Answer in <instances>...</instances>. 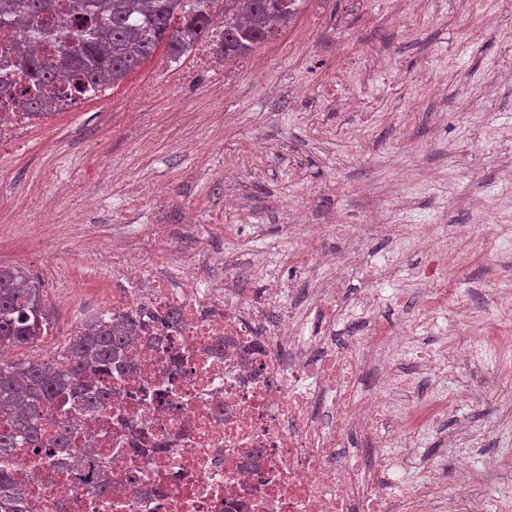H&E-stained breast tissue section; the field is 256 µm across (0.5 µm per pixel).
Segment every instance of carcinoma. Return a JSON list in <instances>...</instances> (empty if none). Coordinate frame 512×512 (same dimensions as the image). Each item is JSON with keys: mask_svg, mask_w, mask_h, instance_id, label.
I'll return each instance as SVG.
<instances>
[{"mask_svg": "<svg viewBox=\"0 0 512 512\" xmlns=\"http://www.w3.org/2000/svg\"><path fill=\"white\" fill-rule=\"evenodd\" d=\"M55 0H0V17L27 35L28 47L17 68L28 80L18 105L29 116L54 111L60 83L74 99L89 97L108 83H119L164 44L170 58L186 54L190 42L207 35L210 19L205 0H71L78 14L69 27L67 13L56 15L64 45L49 57L38 47L43 16ZM299 0H228L224 9L226 58L242 57L289 22ZM46 301L35 282L16 269L0 267V350L32 347L49 324ZM136 321L111 324L105 316L87 323L49 361L0 358V512H23L12 458L19 448H66L68 430L48 436L42 428L44 409L59 411L72 402L87 412L106 405L108 393L93 378L112 373L127 358ZM71 471L95 491L108 486L95 461L81 456Z\"/></svg>", "mask_w": 512, "mask_h": 512, "instance_id": "carcinoma-1", "label": "carcinoma"}]
</instances>
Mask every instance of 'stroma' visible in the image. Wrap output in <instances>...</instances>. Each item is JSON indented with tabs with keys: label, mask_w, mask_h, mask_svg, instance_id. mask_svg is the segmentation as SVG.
I'll return each mask as SVG.
<instances>
[{
	"label": "stroma",
	"mask_w": 512,
	"mask_h": 512,
	"mask_svg": "<svg viewBox=\"0 0 512 512\" xmlns=\"http://www.w3.org/2000/svg\"><path fill=\"white\" fill-rule=\"evenodd\" d=\"M147 88L155 96L136 97ZM92 148L123 179H100L86 161ZM66 182L85 186L87 200L60 196ZM231 184L246 207L236 229L224 209ZM287 203L310 224L390 225L394 264L380 314L431 342L394 351L407 387L391 394L392 413L411 409L415 362L463 333L459 311H427L417 281L427 264H447L449 287L486 328V338L471 335L458 378L512 363V349L491 341L497 295L512 293V0H301L289 23L229 70L197 67L188 55L175 68L158 49L98 97L31 120L0 144V266L40 282L53 326L73 329L98 317L113 285L109 268L84 267L89 245L118 235L135 246L162 224L163 249L193 252L190 209L201 223L227 227L211 249L224 255L228 286L257 292L262 281L244 277L237 260L249 249L287 275L297 250ZM254 224L264 227L257 239ZM422 229L435 238L426 254ZM52 259L73 267L68 296L54 286ZM447 424L485 440L459 452L437 447L427 428L416 463L395 479L421 482L459 453L479 469L512 442V427L466 402Z\"/></svg>",
	"instance_id": "obj_1"
}]
</instances>
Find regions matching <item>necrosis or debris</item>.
Listing matches in <instances>:
<instances>
[{
  "instance_id": "obj_1",
  "label": "necrosis or debris",
  "mask_w": 512,
  "mask_h": 512,
  "mask_svg": "<svg viewBox=\"0 0 512 512\" xmlns=\"http://www.w3.org/2000/svg\"><path fill=\"white\" fill-rule=\"evenodd\" d=\"M289 231L303 244L290 277H267L260 257L245 261L244 273L265 281L259 295L208 276L218 258L203 246L162 262L130 245L87 256L125 283L108 315L136 316L143 328L124 372L99 379L106 409L49 415L43 426L53 434L66 422L72 454L91 452L114 484L93 492L21 448L13 466L27 512H488L480 488L512 473L511 451L466 469L463 483L449 482L441 463L420 483L385 486L386 449L412 447L448 404L421 400L408 420L390 417V355L405 332L373 317L362 333L334 330L350 277L361 274L358 301L371 308L387 262H337L321 246L332 224ZM324 266L335 275L300 294L296 281ZM509 377L501 369L481 392L454 396L492 404L495 421L512 425V398L498 393Z\"/></svg>"
}]
</instances>
